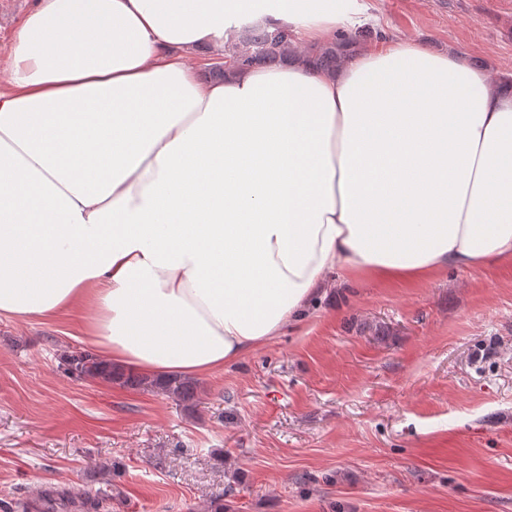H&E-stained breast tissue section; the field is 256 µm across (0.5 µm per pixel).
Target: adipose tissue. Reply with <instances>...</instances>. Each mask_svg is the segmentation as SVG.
Segmentation results:
<instances>
[{"mask_svg": "<svg viewBox=\"0 0 512 512\" xmlns=\"http://www.w3.org/2000/svg\"><path fill=\"white\" fill-rule=\"evenodd\" d=\"M354 0H34L0 81V315L93 308L113 364L202 377L330 277L512 264V84L409 38L198 80L254 24L335 41ZM308 61L325 73H334L338 62L342 59L341 43L333 42L327 45L309 48Z\"/></svg>", "mask_w": 512, "mask_h": 512, "instance_id": "adipose-tissue-1", "label": "adipose tissue"}]
</instances>
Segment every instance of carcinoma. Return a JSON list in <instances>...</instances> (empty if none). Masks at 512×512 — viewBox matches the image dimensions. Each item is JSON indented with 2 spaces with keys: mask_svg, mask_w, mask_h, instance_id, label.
Listing matches in <instances>:
<instances>
[{
  "mask_svg": "<svg viewBox=\"0 0 512 512\" xmlns=\"http://www.w3.org/2000/svg\"><path fill=\"white\" fill-rule=\"evenodd\" d=\"M296 53L294 35L286 29L270 30L256 25L246 31L238 43L225 51L238 66L277 65L288 62ZM308 61L325 73L336 71L342 59L341 44L333 42L307 50ZM64 370L76 379H99L131 389L157 388L168 396L189 402L195 399L196 384L187 378L148 379L136 373L114 368L96 353L84 349L60 356Z\"/></svg>",
  "mask_w": 512,
  "mask_h": 512,
  "instance_id": "carcinoma-1",
  "label": "carcinoma"
}]
</instances>
